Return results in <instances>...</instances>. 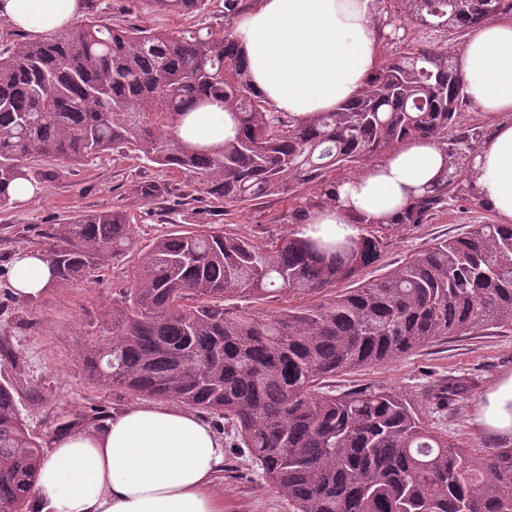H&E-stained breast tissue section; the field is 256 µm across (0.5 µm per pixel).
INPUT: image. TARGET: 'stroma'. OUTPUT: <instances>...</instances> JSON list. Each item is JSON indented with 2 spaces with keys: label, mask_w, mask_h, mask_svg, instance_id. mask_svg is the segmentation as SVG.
I'll return each instance as SVG.
<instances>
[{
  "label": "stroma",
  "mask_w": 512,
  "mask_h": 512,
  "mask_svg": "<svg viewBox=\"0 0 512 512\" xmlns=\"http://www.w3.org/2000/svg\"><path fill=\"white\" fill-rule=\"evenodd\" d=\"M84 12L107 16L123 27L175 34L194 29L198 22L190 15L148 12L139 0H85ZM34 168L39 192L25 203L0 208V381L15 385L28 429L49 441L58 425L80 427L92 409L112 415L138 402L124 391L92 384L84 370L85 351L102 335V313L119 299L132 275L133 260L118 258L90 280L51 286L31 302L14 296L10 286L15 253L35 248L49 225L92 209L121 207L138 242L145 245L178 224H227L240 234L262 237L279 231L276 218L287 204L268 198L227 210L202 197L192 177L116 155L70 169L61 161L42 158ZM153 182L166 184L169 194L149 203L141 198L139 187ZM495 221L491 211L461 201L429 223L385 231L387 246L367 276L372 279L397 267L438 237L461 236L471 225ZM506 373H512V330L492 329L430 343L396 362L336 375L332 383L340 393L367 386L401 391L417 403L425 425L447 435L450 444L494 448L512 446V436L479 431L475 420L480 397ZM439 380L469 384L465 398L444 412L430 408L427 399L430 386ZM213 429L228 445L215 481L224 512H291L287 499L268 487L248 454L234 447L230 424L219 421Z\"/></svg>",
  "instance_id": "stroma-1"
}]
</instances>
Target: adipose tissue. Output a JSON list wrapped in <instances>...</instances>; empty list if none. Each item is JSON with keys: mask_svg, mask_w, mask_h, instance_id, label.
I'll use <instances>...</instances> for the list:
<instances>
[{"mask_svg": "<svg viewBox=\"0 0 512 512\" xmlns=\"http://www.w3.org/2000/svg\"><path fill=\"white\" fill-rule=\"evenodd\" d=\"M385 0H260L240 16L233 36L252 87L295 120L333 112L376 69ZM81 0H0V19L31 40L71 22ZM459 67L475 109L496 121L473 168L481 199L498 223L512 224V16L470 29ZM231 123L222 105L195 111L180 135L223 143ZM447 163L428 140H410L360 174L342 180L335 203L297 226L298 237L350 234L360 218L379 222L428 188ZM54 279L45 256L23 250L13 261L16 296L42 295ZM482 430L512 434V374L480 400ZM224 441L199 416L165 404H141L99 426L55 437L30 494L37 512H224L214 483Z\"/></svg>", "mask_w": 512, "mask_h": 512, "instance_id": "obj_1", "label": "adipose tissue"}]
</instances>
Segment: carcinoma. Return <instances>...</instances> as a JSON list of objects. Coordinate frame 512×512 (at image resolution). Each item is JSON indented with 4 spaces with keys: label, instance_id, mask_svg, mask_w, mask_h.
<instances>
[{
    "label": "carcinoma",
    "instance_id": "carcinoma-1",
    "mask_svg": "<svg viewBox=\"0 0 512 512\" xmlns=\"http://www.w3.org/2000/svg\"><path fill=\"white\" fill-rule=\"evenodd\" d=\"M254 0H224V30L173 35L89 15L43 41L0 51V207L10 185H36L44 156L81 166L109 152L197 179L224 206L294 199L260 239L214 224L138 245L126 212L89 210L40 235L54 283H77L135 253L133 280L105 311L104 343L85 371L104 389L217 415L293 512H512V448L448 444L397 390L329 389L338 374L399 360L431 342L512 330V225L474 224L372 280L386 247L375 222L341 240L300 239L295 226L336 201V171L404 142L429 139L449 171L385 224H426L458 200L478 206L473 161L489 132L463 121L458 53L419 46L408 23L460 36L512 0H386L395 46L359 94L295 121L250 85L234 21ZM211 0H143L151 12L204 16ZM220 101L234 121L221 146L192 145L180 127ZM378 224V227L385 226ZM302 294L303 306L286 304ZM463 384L439 382L448 408ZM43 459L15 389L0 383V512H26Z\"/></svg>",
    "mask_w": 512,
    "mask_h": 512
}]
</instances>
